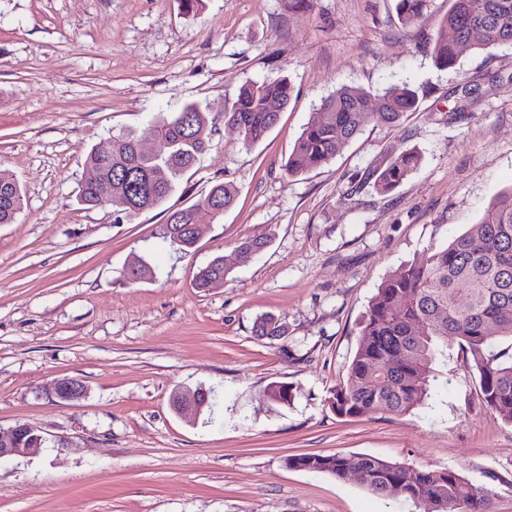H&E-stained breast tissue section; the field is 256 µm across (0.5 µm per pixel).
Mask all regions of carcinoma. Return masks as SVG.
I'll use <instances>...</instances> for the list:
<instances>
[{"label": "carcinoma", "instance_id": "obj_1", "mask_svg": "<svg viewBox=\"0 0 512 512\" xmlns=\"http://www.w3.org/2000/svg\"><path fill=\"white\" fill-rule=\"evenodd\" d=\"M396 2L399 20L413 26L423 17L428 0ZM463 45L476 50L512 48V0H448L432 44L435 65L456 69ZM291 96L285 76L246 81L224 110V124L238 130L244 147H252L277 124ZM417 106L418 95L406 84L378 95L360 86H340L296 139L286 173L298 176L330 162L366 125L395 126ZM212 124L207 110L190 103L154 119L159 138L154 153L140 151L139 135L133 131L112 136V155L105 157L93 148L85 157L86 166L105 173L108 187L81 185L79 203L87 209L110 206L119 219L161 205L209 149ZM420 163L421 155L413 149L398 153L376 175V189L392 192ZM236 193L232 183H216L193 205L171 212L159 235L177 252L190 250L199 239L190 229L193 210L206 205L226 209ZM22 208L18 182L0 171V224L12 223ZM232 272L233 266L216 257L200 270L196 287L222 284ZM124 276L129 283H139L152 276V270L138 257L126 266ZM285 333L277 317L264 315L256 322L259 336ZM506 337L512 338V187L448 245L427 249L380 285L363 316L346 380L331 391L329 406L342 417L411 412L431 397L452 343L458 345L464 365L478 376L482 403L503 422L512 423V347L499 348ZM268 396L286 406L291 390L273 382ZM287 465L339 480L355 468L360 483L373 494L422 501L430 512H455L461 504L467 512H485L490 497L488 488L455 471L410 467L382 456L302 454L288 458Z\"/></svg>", "mask_w": 512, "mask_h": 512}]
</instances>
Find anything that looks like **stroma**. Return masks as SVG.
<instances>
[{
  "instance_id": "obj_1",
  "label": "stroma",
  "mask_w": 512,
  "mask_h": 512,
  "mask_svg": "<svg viewBox=\"0 0 512 512\" xmlns=\"http://www.w3.org/2000/svg\"><path fill=\"white\" fill-rule=\"evenodd\" d=\"M448 0L403 26L395 0H0V170L24 190L0 224V428L48 439L0 459V512H428L354 478L288 468L300 454H371L458 471L512 512V424L478 396L457 347L428 405L402 416L339 417L360 323L379 285L427 248L449 244L512 187V49H462L458 71L430 47ZM287 76L288 109L243 148L224 107L245 81ZM411 84L419 107L399 125H367L328 164L284 170L321 102L353 84ZM474 92L460 104V87ZM197 102L213 118L209 150L164 204L116 220L77 202L87 151L113 134L146 135L156 115ZM404 149L417 171L379 194L374 172ZM219 181L238 196L188 254L157 236L169 211ZM247 239L264 248L245 263ZM137 255L152 279L126 283ZM222 256L233 278L198 291ZM277 316L284 336L255 335ZM65 377L84 398L52 399ZM290 386L273 403L270 383ZM199 388L189 421L170 406ZM207 392L199 389L191 396H185L180 392H175L172 396V405L179 414H199L204 407H209V399L207 404Z\"/></svg>"
}]
</instances>
